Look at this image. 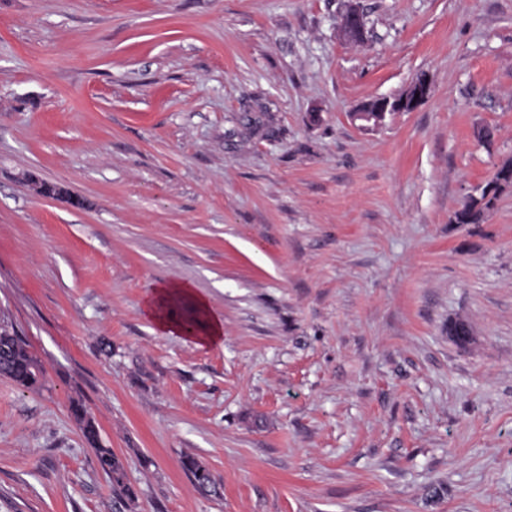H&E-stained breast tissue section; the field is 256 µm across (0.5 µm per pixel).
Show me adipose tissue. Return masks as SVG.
Returning a JSON list of instances; mask_svg holds the SVG:
<instances>
[{"label":"adipose tissue","instance_id":"obj_1","mask_svg":"<svg viewBox=\"0 0 512 512\" xmlns=\"http://www.w3.org/2000/svg\"><path fill=\"white\" fill-rule=\"evenodd\" d=\"M144 311L168 335H183L198 346H209L224 339V323L207 300L189 285L163 283L148 294Z\"/></svg>","mask_w":512,"mask_h":512}]
</instances>
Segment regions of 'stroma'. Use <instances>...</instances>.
<instances>
[{"label":"stroma","instance_id":"obj_1","mask_svg":"<svg viewBox=\"0 0 512 512\" xmlns=\"http://www.w3.org/2000/svg\"><path fill=\"white\" fill-rule=\"evenodd\" d=\"M361 6L352 45L345 0H0V315L44 370L0 376V512H512V189L452 221L512 161V0ZM164 282L223 343L145 316ZM340 24L341 37L348 43L360 44L366 40V24L359 1H347ZM418 94V98H415ZM429 86L424 78L413 80L398 98H377L367 101L351 112L355 121L362 126L381 124L391 112H411L418 108L427 98ZM491 209L492 201L486 200L484 193H479L466 199L461 210L455 212V219L457 224H479ZM179 309L188 315L182 318ZM144 311L163 333L187 336L200 347L224 340L223 321L212 312L208 301L187 284L156 286L145 299ZM72 413L79 423L86 441L91 445L97 462L104 473L110 478L113 489L126 497L129 505L135 503V492L131 486L123 461L112 451L100 444L97 428L87 410L80 402H73ZM182 465L199 491L206 494L217 493L215 479L209 468L203 462L195 457L186 456L182 460Z\"/></svg>","mask_w":512,"mask_h":512}]
</instances>
